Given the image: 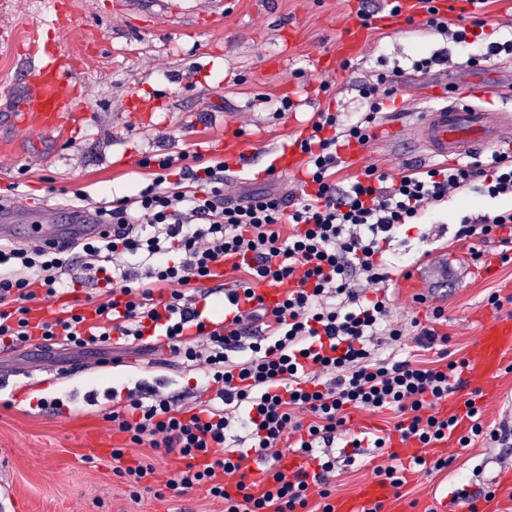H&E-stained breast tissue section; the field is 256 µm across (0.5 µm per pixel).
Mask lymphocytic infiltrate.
Wrapping results in <instances>:
<instances>
[{"instance_id": "f902f5d3", "label": "lymphocytic infiltrate", "mask_w": 512, "mask_h": 512, "mask_svg": "<svg viewBox=\"0 0 512 512\" xmlns=\"http://www.w3.org/2000/svg\"><path fill=\"white\" fill-rule=\"evenodd\" d=\"M376 119L372 111L343 126L337 114L317 113L297 143L306 185L288 198L264 190L225 200L226 161L194 151L143 159L142 167L156 169L152 182L98 207L107 229L81 243L84 268L100 285L89 311L33 314L34 300L77 286L65 276L68 245L0 243V337L91 350L116 335L150 347L161 336L174 355L201 362L219 405L131 394L104 418L131 444L176 452L180 464L165 482L173 495L203 486L224 512H308L314 496L320 512H334L332 463L288 471L267 456L291 439L311 455L345 433L351 410L392 413V428L373 444L389 450V465L375 473L396 490L409 470L448 467L449 458L420 454L448 437L463 448L480 439L508 444L512 431L484 424L475 399L464 401L467 430L441 413L463 387L468 362L450 359L448 336L432 324L417 325L415 348L403 357L376 353L375 343H402L404 331L385 300L368 299L359 284L388 280L383 245L449 193L512 196V152L493 154L486 169L464 162L413 169L394 183L370 169L339 189L340 148L367 146ZM173 172L178 181H170ZM225 277L224 304L238 314L227 329H213L196 300L207 282ZM274 285L285 291L271 306L262 290ZM249 322L259 323L262 337L247 356L232 358ZM197 337L205 349L194 345ZM395 442L418 452L400 458L390 450Z\"/></svg>"}]
</instances>
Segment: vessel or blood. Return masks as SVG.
Here are the masks:
<instances>
[{"mask_svg": "<svg viewBox=\"0 0 512 512\" xmlns=\"http://www.w3.org/2000/svg\"><path fill=\"white\" fill-rule=\"evenodd\" d=\"M81 80L75 66H68L51 56L46 48H38L29 68L26 94L12 113L20 126H36L45 131L64 127L66 117L75 110L73 89ZM459 73L448 75V100L425 113L419 135L431 154L449 159L478 155L491 146L512 144V99L502 100L493 109L468 101L457 88ZM102 230L97 217L81 212L71 232H62L59 225L32 222L24 228L26 240L39 244L65 238L73 240ZM512 359V319L486 324L478 338L474 372L488 379L498 375ZM388 490L376 483L366 484L355 496L336 499L335 512H371L374 505L386 502Z\"/></svg>", "mask_w": 512, "mask_h": 512, "instance_id": "1", "label": "vessel or blood"}]
</instances>
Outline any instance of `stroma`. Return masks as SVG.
Wrapping results in <instances>:
<instances>
[{
  "mask_svg": "<svg viewBox=\"0 0 512 512\" xmlns=\"http://www.w3.org/2000/svg\"><path fill=\"white\" fill-rule=\"evenodd\" d=\"M0 0V198L35 216L92 210L150 182L139 162L157 154L194 150L229 164L224 193L275 188L299 190L298 172L272 169L275 150L293 142L317 112L350 122L381 110L368 147L344 151L347 182L366 168L387 181L412 168L440 166L420 145L425 112L443 102L447 71L468 72L465 48L426 25L424 12L380 20L387 0ZM449 28L471 29L470 39L500 54L480 72L492 97L505 96L512 72V8L505 0H434ZM56 10L62 26L48 39L61 59L81 70L74 94L85 120L59 132L14 125L26 92L25 53L33 27ZM363 25L354 56L343 47L349 27ZM437 55L430 71H414L419 55ZM394 78L378 83L381 72ZM289 98L290 111L275 102ZM512 208V198L452 193L431 206L428 224L404 230L385 258L389 281L365 287L388 303L394 324H437L456 358L473 359L482 325L512 319V304L495 310L488 292L512 295V261L501 262L499 240H457L463 217ZM481 260H474L473 251ZM425 303H418V296ZM481 391L484 419L512 427L504 399H512V369L488 381L467 379L460 392ZM155 392L195 405L216 395L202 385L201 367L168 350L125 345L80 352L33 337L16 345L0 340V512H224L206 488L183 496L132 499L126 477L115 473L111 450L123 447L122 466L152 464L164 485L177 467L174 455L125 446L103 417L113 396ZM448 468L421 471L402 490L404 512H440L442 497L475 494L512 468V447L478 442L470 448L441 443ZM334 460L333 496H353L386 464L376 448H352L344 437L318 448Z\"/></svg>",
  "mask_w": 512,
  "mask_h": 512,
  "instance_id": "obj_1",
  "label": "stroma"
}]
</instances>
